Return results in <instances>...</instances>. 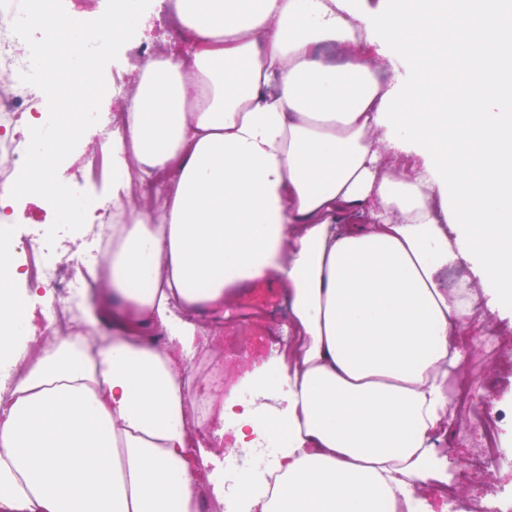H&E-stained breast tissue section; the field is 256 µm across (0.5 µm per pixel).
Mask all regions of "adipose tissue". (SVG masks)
<instances>
[{
	"label": "adipose tissue",
	"instance_id": "obj_1",
	"mask_svg": "<svg viewBox=\"0 0 512 512\" xmlns=\"http://www.w3.org/2000/svg\"><path fill=\"white\" fill-rule=\"evenodd\" d=\"M186 57L147 61L112 135L120 222L85 274L111 341L31 336L0 237V512H198L174 339L236 288H286L274 480L249 512H412L447 465L461 336L512 304V0H173ZM451 24H444V17ZM421 71L383 82L371 47ZM464 87L447 102L448 75ZM154 204L129 206L143 175ZM456 282H449V270Z\"/></svg>",
	"mask_w": 512,
	"mask_h": 512
}]
</instances>
